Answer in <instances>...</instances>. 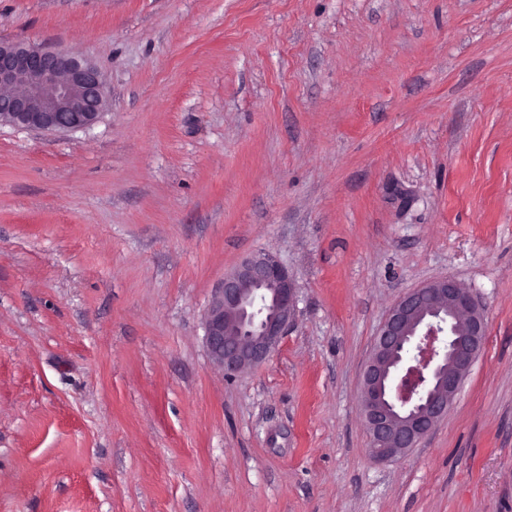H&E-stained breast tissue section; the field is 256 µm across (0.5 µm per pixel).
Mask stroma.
<instances>
[{"mask_svg":"<svg viewBox=\"0 0 512 512\" xmlns=\"http://www.w3.org/2000/svg\"><path fill=\"white\" fill-rule=\"evenodd\" d=\"M0 36L108 89L0 126V512H512V0H0ZM261 251L293 322L228 376L205 314ZM443 276L483 349L374 462L373 338Z\"/></svg>","mask_w":512,"mask_h":512,"instance_id":"stroma-1","label":"stroma"}]
</instances>
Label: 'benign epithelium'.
I'll return each mask as SVG.
<instances>
[{
    "instance_id": "7a95c632",
    "label": "benign epithelium",
    "mask_w": 512,
    "mask_h": 512,
    "mask_svg": "<svg viewBox=\"0 0 512 512\" xmlns=\"http://www.w3.org/2000/svg\"><path fill=\"white\" fill-rule=\"evenodd\" d=\"M108 101L99 69L79 54L0 38V126L75 131ZM295 283L270 252L224 275L205 315V346L227 374L258 365L288 331ZM483 307L452 277L401 296L388 310L361 373L360 412L374 460L387 462L448 416L485 340Z\"/></svg>"
}]
</instances>
